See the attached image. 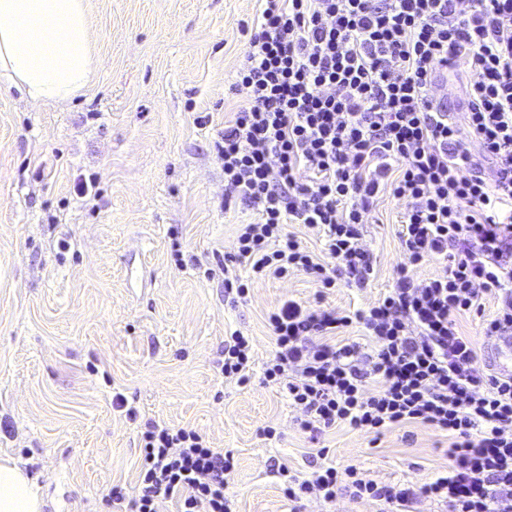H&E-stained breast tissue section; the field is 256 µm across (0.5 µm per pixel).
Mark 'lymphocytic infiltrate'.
I'll use <instances>...</instances> for the list:
<instances>
[{
    "instance_id": "obj_1",
    "label": "lymphocytic infiltrate",
    "mask_w": 512,
    "mask_h": 512,
    "mask_svg": "<svg viewBox=\"0 0 512 512\" xmlns=\"http://www.w3.org/2000/svg\"><path fill=\"white\" fill-rule=\"evenodd\" d=\"M260 2L232 86L241 105L216 144L225 206L258 215L240 225L227 262L249 265L256 281L301 272L326 289L340 277L368 287L367 217L381 195L406 202L391 288L350 314L286 300L268 316L276 349L264 379L286 390L313 435L421 422L452 439L446 474L416 489L376 483L353 464L308 479L283 467V495L330 502L342 490L402 512L420 494L450 512H512V379L487 372L457 323L476 313L484 336L512 330V0ZM447 72L465 79L459 118L434 94ZM291 224L322 237L326 261ZM438 259L444 275L419 277ZM355 323L368 353L339 338ZM251 349L233 332L222 374L247 383ZM140 441L131 512H156L160 499L177 512H231L232 454L152 420Z\"/></svg>"
}]
</instances>
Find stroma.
<instances>
[{
	"label": "stroma",
	"instance_id": "1",
	"mask_svg": "<svg viewBox=\"0 0 512 512\" xmlns=\"http://www.w3.org/2000/svg\"><path fill=\"white\" fill-rule=\"evenodd\" d=\"M87 6L97 67L82 94L35 103L0 81V461L24 462L41 512H119L108 500L115 486L136 498L149 419L233 453L232 512H289L283 465L303 479L323 461L356 464L377 483L415 488L446 472V432L339 425L314 441L300 409L264 380L275 350L267 315L281 302L348 312L390 288L403 201L383 195L364 227L368 287L322 293L294 273L254 283L237 306L224 297L216 260L234 252L254 213L225 208L215 143L239 106L230 86L258 0ZM84 177L96 178L97 196L77 195ZM236 330L253 339L245 385L220 371ZM118 393L137 420L113 406Z\"/></svg>",
	"mask_w": 512,
	"mask_h": 512
}]
</instances>
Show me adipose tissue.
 <instances>
[{"mask_svg":"<svg viewBox=\"0 0 512 512\" xmlns=\"http://www.w3.org/2000/svg\"><path fill=\"white\" fill-rule=\"evenodd\" d=\"M85 0H0V76L30 101L66 102L95 70ZM33 481L15 463L0 464V512H40Z\"/></svg>","mask_w":512,"mask_h":512,"instance_id":"obj_1","label":"adipose tissue"}]
</instances>
